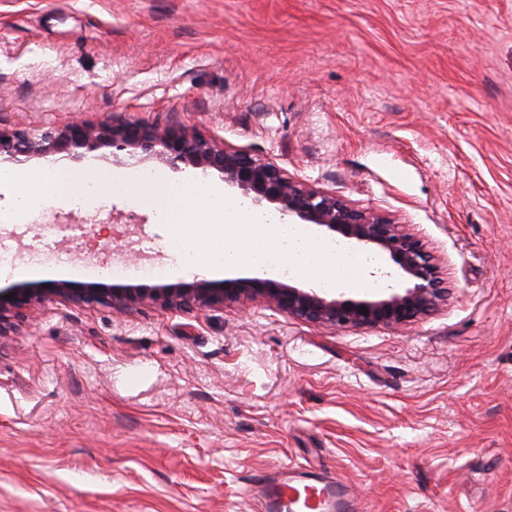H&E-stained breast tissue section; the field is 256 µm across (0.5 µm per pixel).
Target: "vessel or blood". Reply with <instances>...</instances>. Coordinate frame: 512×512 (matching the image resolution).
Masks as SVG:
<instances>
[{"instance_id": "obj_1", "label": "vessel or blood", "mask_w": 512, "mask_h": 512, "mask_svg": "<svg viewBox=\"0 0 512 512\" xmlns=\"http://www.w3.org/2000/svg\"><path fill=\"white\" fill-rule=\"evenodd\" d=\"M262 512H354L349 489L309 471H278L258 487Z\"/></svg>"}]
</instances>
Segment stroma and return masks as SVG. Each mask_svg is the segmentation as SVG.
I'll use <instances>...</instances> for the list:
<instances>
[{
	"mask_svg": "<svg viewBox=\"0 0 512 512\" xmlns=\"http://www.w3.org/2000/svg\"><path fill=\"white\" fill-rule=\"evenodd\" d=\"M110 116L405 224L448 300L395 331L35 306L0 337V512H260L286 465L360 512H512V0H0V125ZM161 206L52 202L57 235L0 238L53 255L32 282L119 254L110 283L171 284Z\"/></svg>",
	"mask_w": 512,
	"mask_h": 512,
	"instance_id": "obj_1",
	"label": "stroma"
}]
</instances>
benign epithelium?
I'll use <instances>...</instances> for the list:
<instances>
[{
  "instance_id": "obj_1",
  "label": "benign epithelium",
  "mask_w": 512,
  "mask_h": 512,
  "mask_svg": "<svg viewBox=\"0 0 512 512\" xmlns=\"http://www.w3.org/2000/svg\"><path fill=\"white\" fill-rule=\"evenodd\" d=\"M110 150L112 161L123 157L156 158L174 169L191 166L217 172L224 184L236 187L252 202L276 206L282 216L340 234L353 246L385 253L394 272L410 282L402 292L375 298L326 296L315 288H300L260 277L200 279L166 285L111 286L70 281L24 282L0 289V336L13 320L50 300L78 305H108L127 310L151 303L181 311L224 308L259 301L308 323L357 330H397L435 312L448 296L442 287L440 259L404 225L380 212L358 208L336 194L315 188L290 175L268 156L219 144L195 128L161 126L145 119L96 123L74 120L64 125L17 130L0 126V156L17 164L79 150ZM11 298H5V295ZM367 313H361V309Z\"/></svg>"
}]
</instances>
